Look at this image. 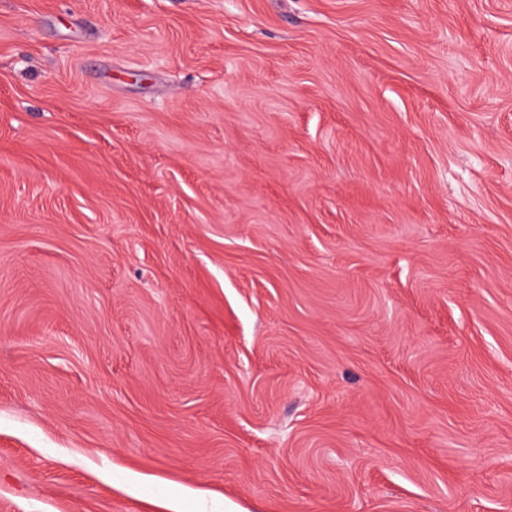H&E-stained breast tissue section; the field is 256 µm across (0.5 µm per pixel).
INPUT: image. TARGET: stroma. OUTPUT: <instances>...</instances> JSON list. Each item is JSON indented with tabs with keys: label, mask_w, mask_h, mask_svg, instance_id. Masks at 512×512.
Segmentation results:
<instances>
[{
	"label": "stroma",
	"mask_w": 512,
	"mask_h": 512,
	"mask_svg": "<svg viewBox=\"0 0 512 512\" xmlns=\"http://www.w3.org/2000/svg\"><path fill=\"white\" fill-rule=\"evenodd\" d=\"M512 512V0H0V512Z\"/></svg>",
	"instance_id": "1"
}]
</instances>
